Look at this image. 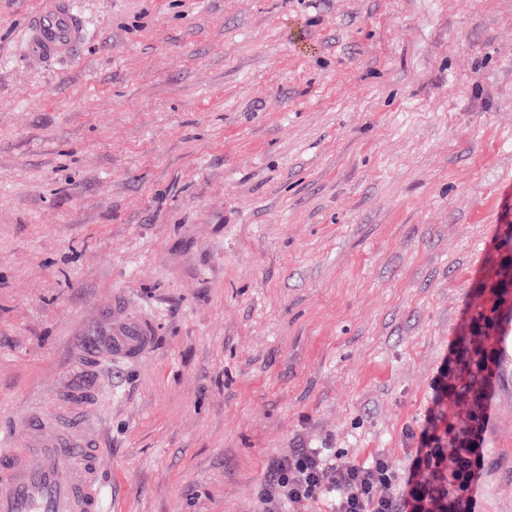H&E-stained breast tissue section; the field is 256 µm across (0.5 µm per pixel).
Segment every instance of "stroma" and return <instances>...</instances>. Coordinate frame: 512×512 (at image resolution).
Masks as SVG:
<instances>
[{
  "mask_svg": "<svg viewBox=\"0 0 512 512\" xmlns=\"http://www.w3.org/2000/svg\"><path fill=\"white\" fill-rule=\"evenodd\" d=\"M0 0V425L98 395L112 512H265L300 448L408 470L512 263V0ZM479 512H512V288ZM154 328L92 366L112 308ZM28 22L29 46L37 61H61L72 57L86 38L85 26L74 0H40Z\"/></svg>",
  "mask_w": 512,
  "mask_h": 512,
  "instance_id": "35a3bbf8",
  "label": "stroma"
}]
</instances>
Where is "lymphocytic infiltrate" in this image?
Wrapping results in <instances>:
<instances>
[{"instance_id": "lymphocytic-infiltrate-1", "label": "lymphocytic infiltrate", "mask_w": 512, "mask_h": 512, "mask_svg": "<svg viewBox=\"0 0 512 512\" xmlns=\"http://www.w3.org/2000/svg\"><path fill=\"white\" fill-rule=\"evenodd\" d=\"M497 363V349L484 339L452 343L407 473L393 471L379 456L342 461L323 448H301L271 464L262 492L267 512H295L311 499L330 501L331 512H475L485 471V401ZM461 389L471 392L477 409L446 440L438 430L448 421L449 397Z\"/></svg>"}]
</instances>
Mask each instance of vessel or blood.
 <instances>
[{"label":"vessel or blood","mask_w":512,"mask_h":512,"mask_svg":"<svg viewBox=\"0 0 512 512\" xmlns=\"http://www.w3.org/2000/svg\"><path fill=\"white\" fill-rule=\"evenodd\" d=\"M28 36L35 61L72 57L86 38L74 0H41L30 17ZM145 322L113 317L112 334L97 357L134 359L150 346ZM98 409L93 393L76 394L66 414L31 416L28 447L13 443L11 428L0 429V512H106V490Z\"/></svg>","instance_id":"1"}]
</instances>
